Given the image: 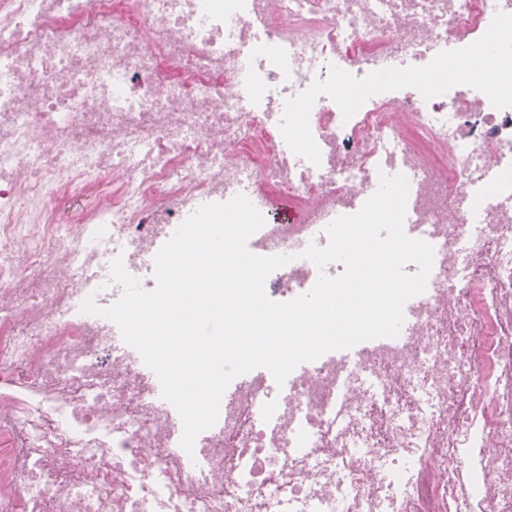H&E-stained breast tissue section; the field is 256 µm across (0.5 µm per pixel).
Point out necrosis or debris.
Returning a JSON list of instances; mask_svg holds the SVG:
<instances>
[{
	"label": "necrosis or debris",
	"mask_w": 512,
	"mask_h": 512,
	"mask_svg": "<svg viewBox=\"0 0 512 512\" xmlns=\"http://www.w3.org/2000/svg\"><path fill=\"white\" fill-rule=\"evenodd\" d=\"M383 174L434 249L398 336L236 377L186 453L82 303L239 194L290 301ZM0 512H512V0H0Z\"/></svg>",
	"instance_id": "necrosis-or-debris-1"
}]
</instances>
